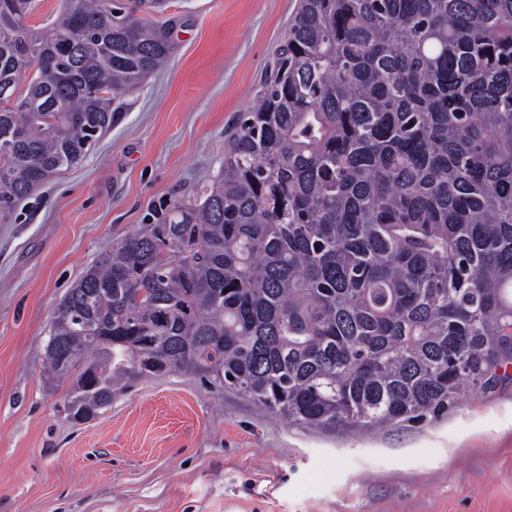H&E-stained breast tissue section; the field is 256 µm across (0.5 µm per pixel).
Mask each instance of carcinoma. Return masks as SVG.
Instances as JSON below:
<instances>
[{
    "label": "carcinoma",
    "instance_id": "carcinoma-1",
    "mask_svg": "<svg viewBox=\"0 0 512 512\" xmlns=\"http://www.w3.org/2000/svg\"><path fill=\"white\" fill-rule=\"evenodd\" d=\"M163 4L62 0L43 35L0 0L1 224L166 62ZM45 361L74 419L184 373L321 430L512 380V0H300L209 192L84 271Z\"/></svg>",
    "mask_w": 512,
    "mask_h": 512
}]
</instances>
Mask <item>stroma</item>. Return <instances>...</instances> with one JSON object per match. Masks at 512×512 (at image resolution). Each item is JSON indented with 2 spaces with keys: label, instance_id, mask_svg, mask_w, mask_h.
Here are the masks:
<instances>
[{
  "label": "stroma",
  "instance_id": "1",
  "mask_svg": "<svg viewBox=\"0 0 512 512\" xmlns=\"http://www.w3.org/2000/svg\"><path fill=\"white\" fill-rule=\"evenodd\" d=\"M299 3L167 0L150 20L172 27L168 61L0 224V512H512L510 382L334 433L179 374L79 423L44 379L62 298L113 243L208 191Z\"/></svg>",
  "mask_w": 512,
  "mask_h": 512
}]
</instances>
